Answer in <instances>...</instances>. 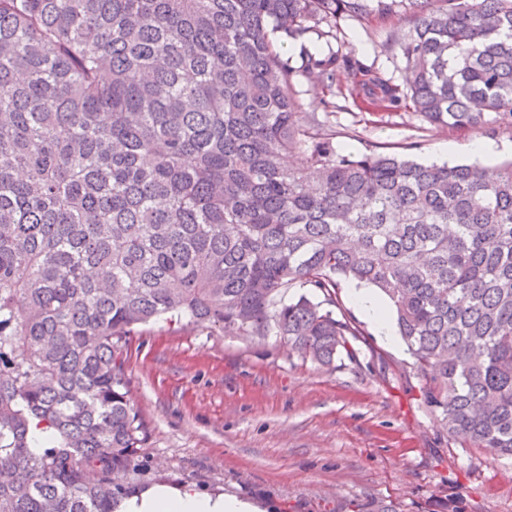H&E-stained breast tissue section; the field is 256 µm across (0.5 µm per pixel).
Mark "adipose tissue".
Masks as SVG:
<instances>
[{"instance_id":"adipose-tissue-1","label":"adipose tissue","mask_w":512,"mask_h":512,"mask_svg":"<svg viewBox=\"0 0 512 512\" xmlns=\"http://www.w3.org/2000/svg\"><path fill=\"white\" fill-rule=\"evenodd\" d=\"M121 512H263L259 504L233 495L203 494L186 486L159 484L133 493Z\"/></svg>"}]
</instances>
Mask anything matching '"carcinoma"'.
Masks as SVG:
<instances>
[{"label": "carcinoma", "instance_id": "1", "mask_svg": "<svg viewBox=\"0 0 512 512\" xmlns=\"http://www.w3.org/2000/svg\"><path fill=\"white\" fill-rule=\"evenodd\" d=\"M406 4L403 84L339 54L305 74L437 127L512 125V0L384 9ZM367 11L0 0V512H116L146 437L114 360L138 326L273 337L330 366L361 335L331 310L341 279L387 297L448 438L512 457V161L343 156L297 111L276 36Z\"/></svg>", "mask_w": 512, "mask_h": 512}]
</instances>
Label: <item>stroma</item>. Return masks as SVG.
I'll return each mask as SVG.
<instances>
[{
  "label": "stroma",
  "mask_w": 512,
  "mask_h": 512,
  "mask_svg": "<svg viewBox=\"0 0 512 512\" xmlns=\"http://www.w3.org/2000/svg\"><path fill=\"white\" fill-rule=\"evenodd\" d=\"M403 14L342 20L335 37L285 40L297 109L336 133L342 154L397 153L433 163H471L467 143L489 142V164L512 159V127L458 131L413 113L323 96L302 73L304 54L335 51L394 83L404 79L396 45ZM341 281L337 315L360 330L355 360L322 367L274 339L227 336L209 325L141 326L119 352L130 398L144 422L140 472L131 486H189L257 501L265 512H340L350 501L387 497L403 512H512V458L450 440L421 399L402 341L389 342Z\"/></svg>",
  "instance_id": "stroma-1"
}]
</instances>
